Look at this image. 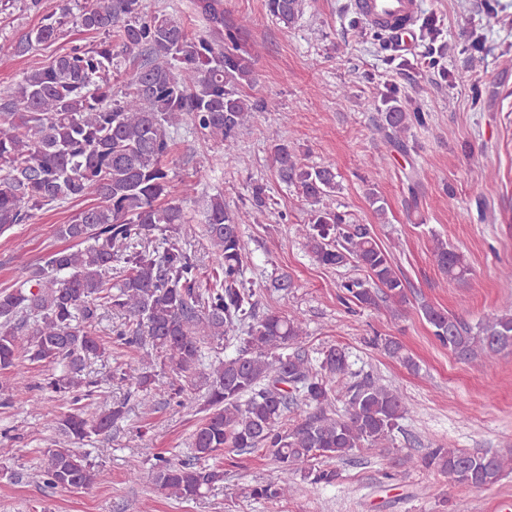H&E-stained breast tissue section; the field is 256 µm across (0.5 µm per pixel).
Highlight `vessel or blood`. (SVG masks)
Returning a JSON list of instances; mask_svg holds the SVG:
<instances>
[{"mask_svg":"<svg viewBox=\"0 0 512 512\" xmlns=\"http://www.w3.org/2000/svg\"><path fill=\"white\" fill-rule=\"evenodd\" d=\"M360 19L370 28L408 42L421 15V0H354Z\"/></svg>","mask_w":512,"mask_h":512,"instance_id":"vessel-or-blood-1","label":"vessel or blood"}]
</instances>
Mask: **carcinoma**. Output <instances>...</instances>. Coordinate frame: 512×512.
Listing matches in <instances>:
<instances>
[{
    "instance_id": "1",
    "label": "carcinoma",
    "mask_w": 512,
    "mask_h": 512,
    "mask_svg": "<svg viewBox=\"0 0 512 512\" xmlns=\"http://www.w3.org/2000/svg\"><path fill=\"white\" fill-rule=\"evenodd\" d=\"M303 6L304 0H266L270 16L286 27ZM195 10L213 37L173 17L147 15L142 0H100L76 14L66 3L43 14L14 46L25 55L49 45L68 23L104 36L94 47L73 46L34 63L17 88L0 97V234L29 223L46 205L95 199L62 225L69 247L49 252L42 264L21 271L12 286L0 289V372L10 376L17 392L31 389L17 370L23 353L32 362L56 365L41 389L70 394L76 402L92 395L83 360L106 353L93 330L97 311L105 308L124 319L116 339L140 361L139 367L120 373V382L146 400L163 393L180 404L184 388L177 377L204 364V341L229 338L252 318L240 225L268 208L266 187L251 186L244 210L229 209L219 194L210 198L204 230L214 258L206 287L187 248L182 207L172 201L159 204L169 194L163 159L172 141L165 125L187 114L203 137L229 146L252 113L281 116L274 102L241 92L253 81L254 59L241 44L243 22L224 10V0H195ZM116 47L135 58L146 55L120 100L112 99L105 79ZM424 123L420 110L392 105L382 113L377 131L405 151L402 135ZM270 159L278 179L311 205L299 232L316 261L331 267L353 264L368 274L367 282L341 283L345 294L340 300L364 308L407 305V282L371 226L322 205L336 189L333 168L300 163L285 143L272 145ZM155 231L163 233L160 252L115 248ZM432 253L447 280L462 283L471 274L465 254L447 241L434 238ZM116 265L126 274L114 282ZM420 312L435 339L464 362L512 352L511 304L475 324L428 303L420 304ZM303 335L299 316L271 310L236 337L235 355L210 365L206 414L192 434V455L156 458L149 477L158 491L196 499L224 481V469L208 464L217 452L268 448L277 480L253 487L251 495L284 499L295 475L314 485L336 483L339 472L321 459L343 460L356 448L392 437L408 413L398 390L371 380L352 383L343 415L329 414L326 406L336 377L347 368V356L332 345L315 366L303 352ZM381 347L407 368H416L397 339L384 338ZM156 364L175 377L156 383L149 371ZM301 404L310 412L287 426L288 414ZM124 414L121 402L92 414L77 408L59 419L58 428L68 440L80 442L109 431ZM45 456V487L86 489L97 482L95 465L75 449L48 448ZM420 465L451 483L487 488L512 468V459L486 450L431 448Z\"/></svg>"
}]
</instances>
